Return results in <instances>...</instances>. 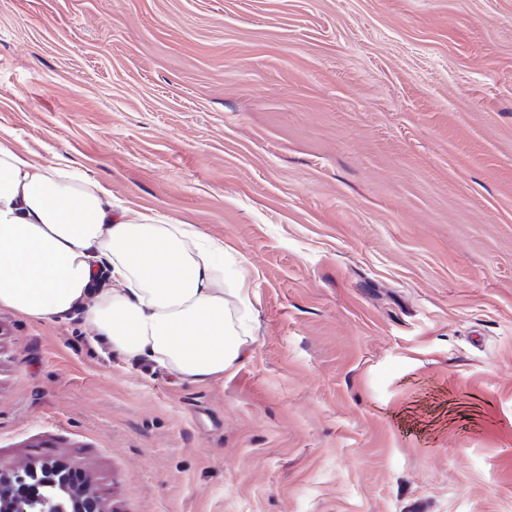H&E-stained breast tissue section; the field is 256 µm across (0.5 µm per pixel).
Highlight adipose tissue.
I'll use <instances>...</instances> for the list:
<instances>
[{
  "label": "adipose tissue",
  "instance_id": "ef3b65f1",
  "mask_svg": "<svg viewBox=\"0 0 512 512\" xmlns=\"http://www.w3.org/2000/svg\"><path fill=\"white\" fill-rule=\"evenodd\" d=\"M115 208L76 171L25 162L0 141V307L41 321L82 306L127 357L154 360L189 384L223 376L246 354L245 327L224 300L249 309L244 275L225 285L230 255L192 225L130 220ZM101 256L112 287L88 305Z\"/></svg>",
  "mask_w": 512,
  "mask_h": 512
}]
</instances>
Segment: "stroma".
<instances>
[{"label":"stroma","instance_id":"1","mask_svg":"<svg viewBox=\"0 0 512 512\" xmlns=\"http://www.w3.org/2000/svg\"><path fill=\"white\" fill-rule=\"evenodd\" d=\"M0 137L254 292L179 382L0 309V474L102 512H512V0H0Z\"/></svg>","mask_w":512,"mask_h":512}]
</instances>
